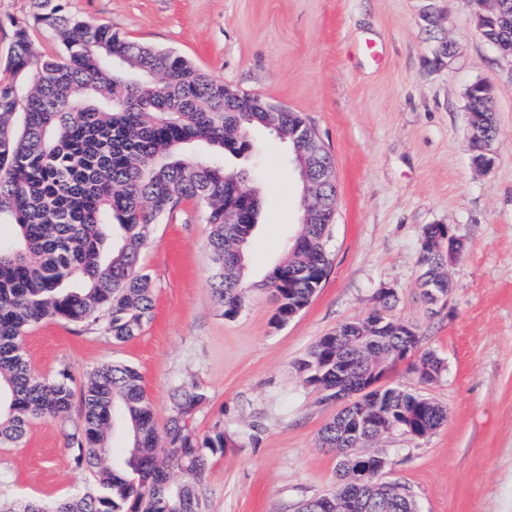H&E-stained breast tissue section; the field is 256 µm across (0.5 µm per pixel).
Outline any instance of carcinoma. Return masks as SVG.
I'll return each instance as SVG.
<instances>
[{
    "label": "carcinoma",
    "mask_w": 512,
    "mask_h": 512,
    "mask_svg": "<svg viewBox=\"0 0 512 512\" xmlns=\"http://www.w3.org/2000/svg\"><path fill=\"white\" fill-rule=\"evenodd\" d=\"M27 19L14 23L7 59L14 73H29L21 96L0 80V224L14 226L0 237V447L20 446L36 419L77 421L65 434L66 448L91 477L83 494L51 503L2 499L0 512H207L210 455L228 443L224 429L200 436L190 425L206 400L198 387L173 397L172 415L159 447V427L139 371L112 362L77 381L64 369L55 376L34 372L24 347L26 329L47 320L97 325L114 343L139 335L154 308L148 274L139 255L150 231L183 200L199 205L209 227L211 288L224 313L239 314L253 288L271 292L276 325L301 312L321 287L329 267L331 215L304 224L286 258L262 281L247 278V242L255 224H237L224 203V167L192 155L187 147L206 144L211 152L237 154L250 148L247 132L266 116L250 108L257 97L224 94L188 58L136 43L111 27L84 19L66 0H31ZM41 27L59 40L55 56H38L29 30ZM468 125L498 136L493 97L478 83L466 107ZM448 226L424 228L417 267L443 258L426 243ZM402 336H381L363 356L348 361V380L360 379L368 358L396 363ZM418 367L444 369L443 359L422 346ZM335 352L316 341L295 367L325 397L336 395ZM383 391V405L405 422L439 427L448 420L442 406L427 411L414 399ZM127 432L115 452V419ZM320 444L332 451L352 448L325 424ZM392 492L369 483L362 488L364 512H410L413 496L390 500Z\"/></svg>",
    "instance_id": "1"
}]
</instances>
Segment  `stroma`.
Returning <instances> with one entry per match:
<instances>
[{"label":"stroma","instance_id":"stroma-1","mask_svg":"<svg viewBox=\"0 0 512 512\" xmlns=\"http://www.w3.org/2000/svg\"><path fill=\"white\" fill-rule=\"evenodd\" d=\"M71 11L128 39L186 56L241 93L302 113L335 161L338 204L328 274L309 305L273 324L276 304L255 289L225 318L211 289L201 207L181 202L155 225L140 264L155 288L151 322L116 344L93 327L45 321L25 349L44 375L81 377L104 363L135 366L165 422L176 389L207 395L199 434L222 427L211 455L208 512H296L334 490L336 455L320 433L340 409L305 385L295 363L321 336L362 317L381 287L396 318L420 328L444 361L421 383L411 363L387 384L448 410L423 439H384L391 479L419 512H512V59L478 35L469 0H69ZM488 83L499 133L489 171L473 168L464 93ZM251 151L225 155L227 172L263 190L250 240L252 280L265 279L300 230L298 178L288 146L250 131ZM454 228L467 250L447 268L448 310L431 312L418 285L421 231ZM66 430L37 420L25 443L0 448V494L53 501L83 493L87 473Z\"/></svg>","mask_w":512,"mask_h":512}]
</instances>
